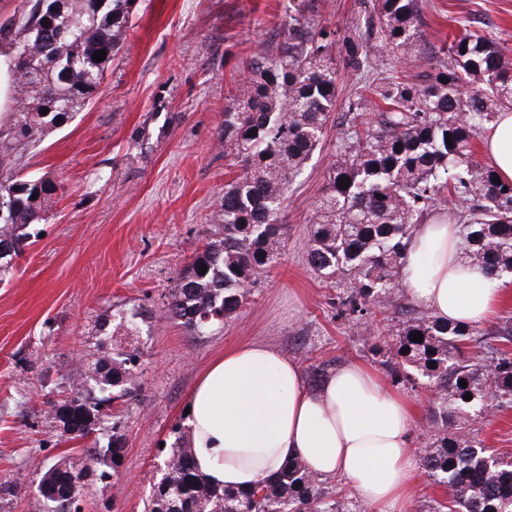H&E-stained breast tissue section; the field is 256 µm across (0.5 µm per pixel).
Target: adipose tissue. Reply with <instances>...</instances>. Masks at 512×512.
I'll use <instances>...</instances> for the list:
<instances>
[{"mask_svg":"<svg viewBox=\"0 0 512 512\" xmlns=\"http://www.w3.org/2000/svg\"><path fill=\"white\" fill-rule=\"evenodd\" d=\"M483 145L512 180V113H499ZM416 304L442 321L482 326L497 313L502 279L461 257L460 226L440 211L417 225L401 268ZM184 425L200 476L247 489L294 459L346 479L370 512H409L418 471L411 401L371 367L349 362L315 388L300 365L265 342L224 351L199 375Z\"/></svg>","mask_w":512,"mask_h":512,"instance_id":"1","label":"adipose tissue"}]
</instances>
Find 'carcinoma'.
<instances>
[{"instance_id": "1", "label": "carcinoma", "mask_w": 512, "mask_h": 512, "mask_svg": "<svg viewBox=\"0 0 512 512\" xmlns=\"http://www.w3.org/2000/svg\"><path fill=\"white\" fill-rule=\"evenodd\" d=\"M41 2L22 0L0 25L14 102L0 126V204L7 214L0 218V283L22 246L39 235L34 226L47 220L58 194L53 181L23 174L22 159L96 98L126 40L135 0H49L58 4L53 13L40 11ZM322 11L323 0H288L281 40L250 54L248 77L224 107V158L235 175L211 213L219 232L186 265L165 311L198 336L236 314L250 296L244 285L284 253L283 204L336 110L329 62L336 31L322 24ZM420 11L419 0H375L369 30L342 36L345 68L368 75L348 101L346 138L313 211L307 260L327 280L349 278L338 315L372 327L368 341L383 351L381 365L393 383L431 392L434 440L420 462L444 490L434 512H512V460L463 436L485 407L512 409V317L485 330L414 308L395 326L383 317L402 288L412 229L445 205L460 224L462 258L512 278V181H493L495 167L476 161L473 150L477 133L512 110V46L466 27L448 53L427 58L426 68L413 73L385 52L423 55ZM101 50L106 58L94 61ZM21 55L34 63L37 78L15 70ZM344 178L350 184L342 189ZM413 331L423 341H412ZM138 389L137 353L106 352L84 372L76 396L54 407V418L88 429ZM467 393L472 399H464ZM173 433L145 512H360L343 491L325 490L299 459L249 490L213 488L198 474L182 428ZM110 454L114 464L124 456L116 431L112 446L82 449L70 468L103 471ZM67 481L66 470L46 471L43 500L61 504Z\"/></svg>"}]
</instances>
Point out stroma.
Masks as SVG:
<instances>
[{"instance_id":"stroma-1","label":"stroma","mask_w":512,"mask_h":512,"mask_svg":"<svg viewBox=\"0 0 512 512\" xmlns=\"http://www.w3.org/2000/svg\"><path fill=\"white\" fill-rule=\"evenodd\" d=\"M287 0H136L126 41L99 95L24 157L27 172L58 183L43 238L0 285V512H47L43 471L90 443L107 445L111 418L90 439L66 435L50 411L76 393L75 381L122 313L148 318L125 337L140 353V389L121 412L125 455L117 476L81 494L83 512H142L159 478L160 447L183 422L198 375L224 350L263 341L297 361L332 367L382 356L354 323L337 317L348 282L326 281L308 265V229L343 138L356 78L332 50L336 112L322 147L288 192L283 258L261 277L248 304L198 336L164 314L184 265L217 228L210 214L232 173L216 143L227 97L251 50L277 43ZM428 50L442 52L474 15L512 41V0H421ZM374 0H325L330 27L366 28ZM470 433L512 458V410L472 421Z\"/></svg>"}]
</instances>
